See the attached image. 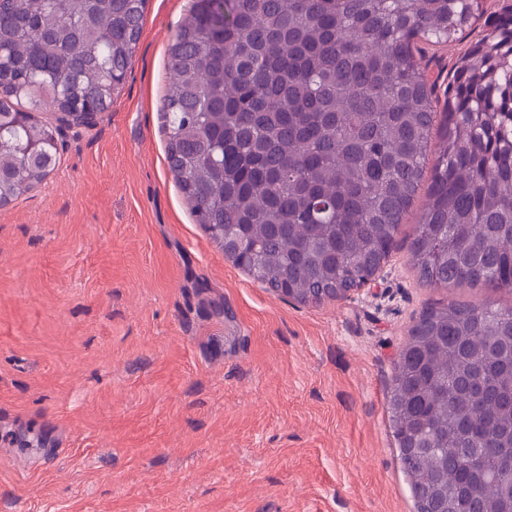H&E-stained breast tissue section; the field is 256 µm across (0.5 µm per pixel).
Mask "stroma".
Returning a JSON list of instances; mask_svg holds the SVG:
<instances>
[{
  "label": "stroma",
  "instance_id": "35a3bbf8",
  "mask_svg": "<svg viewBox=\"0 0 512 512\" xmlns=\"http://www.w3.org/2000/svg\"><path fill=\"white\" fill-rule=\"evenodd\" d=\"M195 0H147L96 126L0 208V512H414L385 409L429 302L414 220L361 290L303 305L225 257L165 160L166 48ZM482 28L422 52L437 96Z\"/></svg>",
  "mask_w": 512,
  "mask_h": 512
}]
</instances>
